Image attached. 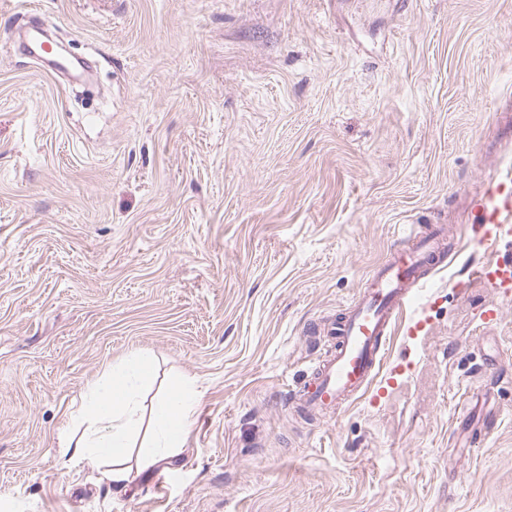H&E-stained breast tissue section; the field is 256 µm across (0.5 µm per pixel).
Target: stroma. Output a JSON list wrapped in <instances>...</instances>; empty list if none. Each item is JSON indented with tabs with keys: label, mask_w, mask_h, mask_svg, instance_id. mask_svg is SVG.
Instances as JSON below:
<instances>
[{
	"label": "stroma",
	"mask_w": 512,
	"mask_h": 512,
	"mask_svg": "<svg viewBox=\"0 0 512 512\" xmlns=\"http://www.w3.org/2000/svg\"><path fill=\"white\" fill-rule=\"evenodd\" d=\"M28 22L91 77L24 54ZM510 164L512 0H0V502L512 512V296L470 274L476 194ZM410 224L467 232L428 331L392 338L398 388L294 415L323 322ZM132 352L145 400L183 377L201 399L123 490L58 439Z\"/></svg>",
	"instance_id": "stroma-1"
}]
</instances>
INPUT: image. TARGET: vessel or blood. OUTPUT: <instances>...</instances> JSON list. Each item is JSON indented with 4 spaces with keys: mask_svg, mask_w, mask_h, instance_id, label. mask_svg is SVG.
Instances as JSON below:
<instances>
[{
    "mask_svg": "<svg viewBox=\"0 0 512 512\" xmlns=\"http://www.w3.org/2000/svg\"><path fill=\"white\" fill-rule=\"evenodd\" d=\"M476 228L483 241L507 245V254L479 265L478 277L496 293H512V170L503 169L483 184L474 207ZM444 230L410 234L409 242L366 278L358 297L331 323L334 350L312 365L307 381L292 397L303 410L336 414L349 401L377 388L386 395L396 377L380 378L389 340L398 324L416 336L429 316L407 317L406 311L428 282L445 250Z\"/></svg>",
    "mask_w": 512,
    "mask_h": 512,
    "instance_id": "b4317fda",
    "label": "vessel or blood"
}]
</instances>
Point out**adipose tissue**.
I'll return each instance as SVG.
<instances>
[{
  "instance_id": "obj_1",
  "label": "adipose tissue",
  "mask_w": 512,
  "mask_h": 512,
  "mask_svg": "<svg viewBox=\"0 0 512 512\" xmlns=\"http://www.w3.org/2000/svg\"><path fill=\"white\" fill-rule=\"evenodd\" d=\"M152 375L153 362L141 353L107 365L76 411L81 435L59 437L63 467L95 460L103 466L104 479L125 487L136 474L179 453L199 398L180 382L154 400L149 414H142L140 397Z\"/></svg>"
}]
</instances>
